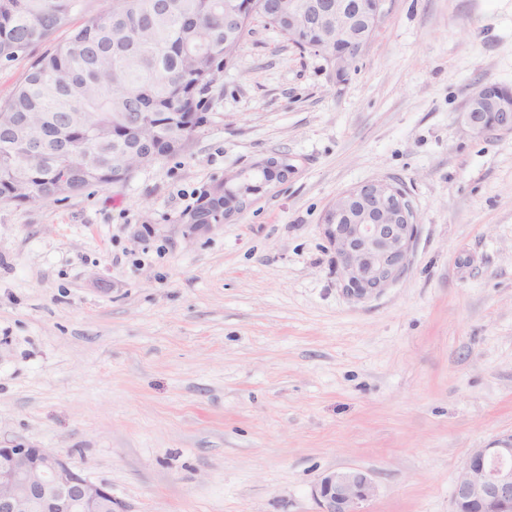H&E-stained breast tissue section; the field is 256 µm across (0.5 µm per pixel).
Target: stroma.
I'll use <instances>...</instances> for the list:
<instances>
[{"label":"stroma","instance_id":"obj_1","mask_svg":"<svg viewBox=\"0 0 512 512\" xmlns=\"http://www.w3.org/2000/svg\"><path fill=\"white\" fill-rule=\"evenodd\" d=\"M345 76L254 23L180 156L64 203L0 204V445L53 448L115 512H317L356 468L366 512H451L469 452L512 434V0H386ZM286 157V183L186 238L213 179ZM396 182L401 278L358 300L322 218ZM497 85L484 84L478 86L471 94L464 111V120L472 135L481 137L488 134V116L490 107L481 112V105L490 104L496 112H493V132L512 133V103L507 99L499 100L492 96V89ZM376 493L371 477L359 469L325 474L313 491L319 512H364Z\"/></svg>","mask_w":512,"mask_h":512}]
</instances>
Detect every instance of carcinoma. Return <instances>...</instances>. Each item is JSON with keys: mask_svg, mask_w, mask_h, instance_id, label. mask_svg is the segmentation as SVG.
I'll return each mask as SVG.
<instances>
[{"mask_svg": "<svg viewBox=\"0 0 512 512\" xmlns=\"http://www.w3.org/2000/svg\"><path fill=\"white\" fill-rule=\"evenodd\" d=\"M114 7L83 24L75 17L88 0H0V63L31 57L22 81L0 101V198L62 203L93 186L124 184L128 176L112 172V157L127 154L130 168L144 167L134 145L156 160L185 152L189 129L207 119L213 89L224 72V53L240 49L242 34L224 27V0H112ZM283 33L288 27L266 14L262 0H236ZM68 31L57 42L61 30ZM53 48L34 57L32 50ZM127 112H149L154 126L131 128ZM97 129L87 138L84 124ZM22 123L42 131V149L33 157L19 145ZM256 191L283 183L284 165L258 169ZM67 195L57 197L58 182ZM239 186L222 178L204 189L188 210L194 224L224 223V207L236 203Z\"/></svg>", "mask_w": 512, "mask_h": 512, "instance_id": "1", "label": "carcinoma"}]
</instances>
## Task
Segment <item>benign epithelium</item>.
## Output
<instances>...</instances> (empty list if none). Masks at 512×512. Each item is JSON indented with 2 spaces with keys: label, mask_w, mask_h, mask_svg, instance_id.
<instances>
[{
  "label": "benign epithelium",
  "mask_w": 512,
  "mask_h": 512,
  "mask_svg": "<svg viewBox=\"0 0 512 512\" xmlns=\"http://www.w3.org/2000/svg\"><path fill=\"white\" fill-rule=\"evenodd\" d=\"M387 17L385 0H293L288 36L309 29L331 67L347 74ZM494 85L478 86L464 111L472 135L512 133V103L492 96ZM323 231L335 255L336 272L347 294L366 299L405 271L417 235L414 208L396 184L376 179L336 195L323 217ZM512 436L474 448L452 492V512H512ZM376 493L359 469L325 474L313 491L319 512H364ZM0 512H112V491L74 470L51 449L0 445Z\"/></svg>",
  "instance_id": "1"
}]
</instances>
